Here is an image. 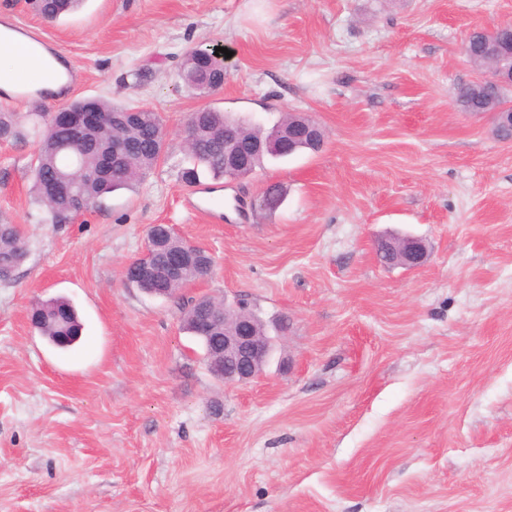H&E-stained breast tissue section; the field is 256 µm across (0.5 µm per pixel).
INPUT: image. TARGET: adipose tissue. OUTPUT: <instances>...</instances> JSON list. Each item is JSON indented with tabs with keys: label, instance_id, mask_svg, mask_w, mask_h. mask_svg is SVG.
<instances>
[{
	"label": "adipose tissue",
	"instance_id": "1",
	"mask_svg": "<svg viewBox=\"0 0 512 512\" xmlns=\"http://www.w3.org/2000/svg\"><path fill=\"white\" fill-rule=\"evenodd\" d=\"M25 77L31 80L33 95L48 101L67 97L74 83L72 66L63 54L10 20L0 21V100L15 99Z\"/></svg>",
	"mask_w": 512,
	"mask_h": 512
}]
</instances>
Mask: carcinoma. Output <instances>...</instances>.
<instances>
[{"label": "carcinoma", "instance_id": "carcinoma-1", "mask_svg": "<svg viewBox=\"0 0 512 512\" xmlns=\"http://www.w3.org/2000/svg\"><path fill=\"white\" fill-rule=\"evenodd\" d=\"M83 0H34L37 13L54 22L75 10ZM211 49H194L183 60L180 78L199 95H209L221 83L223 67L214 59ZM455 100L464 112H485L505 101L504 91L491 90L472 82L457 87ZM73 108H92L110 129L112 141L102 139L94 127L79 129L66 117L54 113L39 132L36 162L31 169L32 187L37 202L45 208L48 219L63 224L73 215L87 209L106 195L132 186L159 162L164 146L162 124L157 114L144 108L112 104L98 98H80ZM187 125L192 138L187 146L191 165L181 172L182 181L194 185L208 172L224 177V136L233 134L240 142L266 140L271 133L258 125L248 124L227 113L199 110L190 115ZM21 131L16 114L0 112V139L17 140ZM28 255L27 243L12 219L0 214V278L6 280L22 265ZM211 260L196 257L173 278H161L148 285L137 279L134 264L123 276L127 283L143 289L162 288L177 297L189 281L210 272ZM50 304L74 324L73 336L82 335V324L74 306L65 299Z\"/></svg>", "mask_w": 512, "mask_h": 512}]
</instances>
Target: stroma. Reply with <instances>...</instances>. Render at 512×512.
Instances as JSON below:
<instances>
[{"label": "stroma", "mask_w": 512, "mask_h": 512, "mask_svg": "<svg viewBox=\"0 0 512 512\" xmlns=\"http://www.w3.org/2000/svg\"><path fill=\"white\" fill-rule=\"evenodd\" d=\"M75 71L72 98L158 114L165 151L139 183L54 224L32 197L38 113L0 141V213L26 261L0 281V512H512V141L460 111L483 71L470 33L512 26V0H85L55 22L0 17ZM224 47V88L179 80ZM208 107L271 128L315 120L320 152L185 185L184 131ZM286 196L256 201L268 185ZM207 250L187 298L244 299L288 329L263 373L214 377L172 300L127 285L147 230ZM428 247L414 269L376 242ZM68 298L63 351L30 322ZM48 304H52L53 306H55V308L59 311V313H61L62 315H64L65 317L68 318L69 322L71 324H74V326L72 327V329L74 328V330L71 332V334H69V332L71 331V329H67L68 326H66V324L64 323V321H62L59 316L54 313L52 315V321L54 323V325L60 330V331H68V333H65V334H58L57 332L53 331L52 329L50 328H47L45 330H41V329H38V331L40 332V334L42 336H44L47 341L57 347V348H61V349H67V348H70L72 347L78 340L80 337H74L72 338L71 341H68L66 343H60L57 341V337L56 336H59L61 337L62 339L64 340H70V336H81L82 335V324L78 318V314L74 308V306L67 300L65 299H54V300H50V301H47V302H43V303H40L39 305H37L34 309H33V314L37 312L38 309L40 308H43V306L45 305H48ZM32 314V315H33ZM68 334V335H66ZM78 338L77 341L74 342V340H76Z\"/></svg>", "instance_id": "35a3bbf8"}]
</instances>
